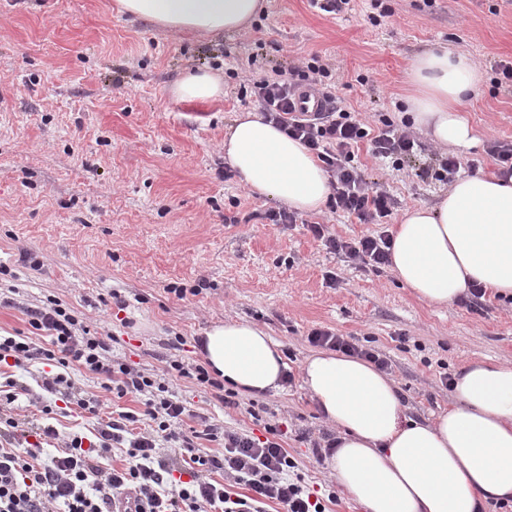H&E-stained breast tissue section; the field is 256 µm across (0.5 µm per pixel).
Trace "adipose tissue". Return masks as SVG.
<instances>
[{
	"label": "adipose tissue",
	"instance_id": "1",
	"mask_svg": "<svg viewBox=\"0 0 512 512\" xmlns=\"http://www.w3.org/2000/svg\"><path fill=\"white\" fill-rule=\"evenodd\" d=\"M123 13L164 34L214 40L251 28L266 0H118ZM482 80L470 57L445 48L417 54L406 102L413 122L442 146L476 140L460 105ZM180 100L221 98L212 70L188 72L171 89ZM224 159L251 194L303 213L330 196L317 157L262 113L237 117ZM391 269L420 301L443 307L478 284L512 296V177L462 175L434 205L405 210L393 231ZM209 372L258 395L278 390L287 365L280 345L249 322L228 321L203 339ZM301 379L336 425L331 475L367 512H483L512 501V362L479 359L454 376V402L434 421L408 418L387 375L358 357L319 351Z\"/></svg>",
	"mask_w": 512,
	"mask_h": 512
}]
</instances>
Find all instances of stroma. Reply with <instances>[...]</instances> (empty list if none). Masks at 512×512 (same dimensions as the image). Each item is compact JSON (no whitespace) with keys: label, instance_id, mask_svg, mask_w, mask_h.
Returning <instances> with one entry per match:
<instances>
[{"label":"stroma","instance_id":"1","mask_svg":"<svg viewBox=\"0 0 512 512\" xmlns=\"http://www.w3.org/2000/svg\"><path fill=\"white\" fill-rule=\"evenodd\" d=\"M389 16L371 24L372 0L328 16L307 0H268L256 28L202 41L160 33L118 12L116 0H0V332L27 328L25 308L55 297L91 331L114 338V357L158 373L170 356L201 362L211 326L245 320L268 331L295 379L236 405L193 380L174 390L184 428L205 416L263 435L283 424V446L311 489L335 494L330 512H366L329 476L310 442L335 435L298 378L313 351L308 333L371 337L389 359L409 417L433 419L452 401L441 383L469 361H512V300L486 293L482 306L434 307L404 288L390 267L373 273L330 253L308 231L328 225L344 239L393 230L403 211L447 192L431 177L438 148L422 136L400 167L360 151L366 176L396 201L382 224H359L333 205L275 224L281 206L252 196L230 174L224 135L241 113L243 76L319 55L335 69L336 93L368 120L394 123L404 110L407 69L425 49L468 53L485 79L464 101L478 136L459 150L468 175L495 170L489 140L512 141V91L495 88L494 66L512 60V0H383ZM218 67L224 96L183 102L170 92L187 71ZM336 273L335 285L326 277ZM187 289L185 299L174 291ZM181 337L180 351L170 344ZM19 419L60 436L91 434L78 406L45 415L26 399Z\"/></svg>","mask_w":512,"mask_h":512}]
</instances>
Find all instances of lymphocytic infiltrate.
<instances>
[{
	"mask_svg": "<svg viewBox=\"0 0 512 512\" xmlns=\"http://www.w3.org/2000/svg\"><path fill=\"white\" fill-rule=\"evenodd\" d=\"M332 85L331 70L314 55L304 66L252 78L249 88L266 119L301 140L324 164L336 210L362 224L380 223L391 214L395 201L355 165L356 152L368 147L372 155L398 167L421 143L413 131L388 118H380L375 126L355 118ZM307 90L319 96L320 111L299 110L298 100ZM309 230L329 250L370 271L390 263L388 232L355 241L337 237L317 222ZM26 316L27 331L0 335V367L51 366L40 384L47 395L41 407L44 414H51L52 403L58 400L99 415L101 400L82 396L71 377L77 369L95 375L107 393L139 396L142 407L101 421L94 440L72 435L64 448L50 454L44 444L57 438L56 429L14 416V404L28 388L9 381L8 392L0 393V512H267L272 502L283 512H326L297 472L278 426L265 425L261 439L204 417L198 429L183 431L186 408L171 389L175 380H195L210 388L218 401L235 402L234 392L203 365L175 359L159 374L132 368L113 358L107 337L92 335L55 299L27 309ZM308 341L364 358L382 371L390 368L387 357L374 346L329 330H312ZM203 440L222 445V453L202 451ZM121 443L130 465L102 467L101 459Z\"/></svg>",
	"mask_w": 512,
	"mask_h": 512,
	"instance_id": "f902f5d3",
	"label": "lymphocytic infiltrate"
}]
</instances>
